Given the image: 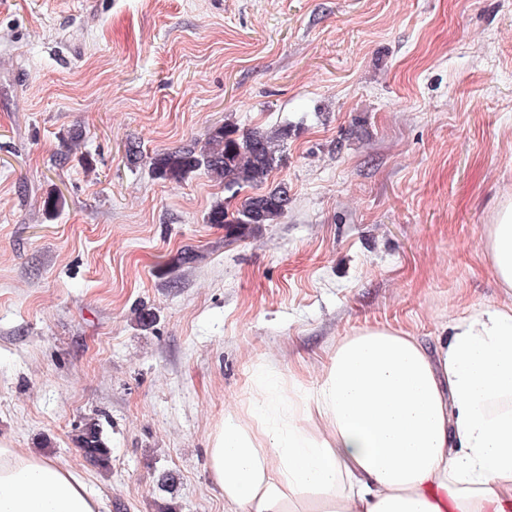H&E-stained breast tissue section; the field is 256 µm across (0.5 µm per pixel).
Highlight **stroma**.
Masks as SVG:
<instances>
[{
  "label": "stroma",
  "instance_id": "obj_1",
  "mask_svg": "<svg viewBox=\"0 0 512 512\" xmlns=\"http://www.w3.org/2000/svg\"><path fill=\"white\" fill-rule=\"evenodd\" d=\"M221 124L290 130L287 212L230 238L205 172L126 159ZM509 202L512 0H0V441L103 512H224L208 443L258 370L309 386L343 337L512 306L485 248ZM75 441L83 455L102 470L111 465L112 449L104 437L103 427L98 418H89L77 427Z\"/></svg>",
  "mask_w": 512,
  "mask_h": 512
}]
</instances>
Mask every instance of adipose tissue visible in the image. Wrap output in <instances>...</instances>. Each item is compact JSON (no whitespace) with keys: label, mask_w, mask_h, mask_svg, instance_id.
Masks as SVG:
<instances>
[{"label":"adipose tissue","mask_w":512,"mask_h":512,"mask_svg":"<svg viewBox=\"0 0 512 512\" xmlns=\"http://www.w3.org/2000/svg\"><path fill=\"white\" fill-rule=\"evenodd\" d=\"M512 288V203L491 226ZM209 466L227 512H512V307L429 346L395 329L340 340L313 387L258 372ZM0 512H100L55 460L0 442Z\"/></svg>","instance_id":"obj_1"}]
</instances>
